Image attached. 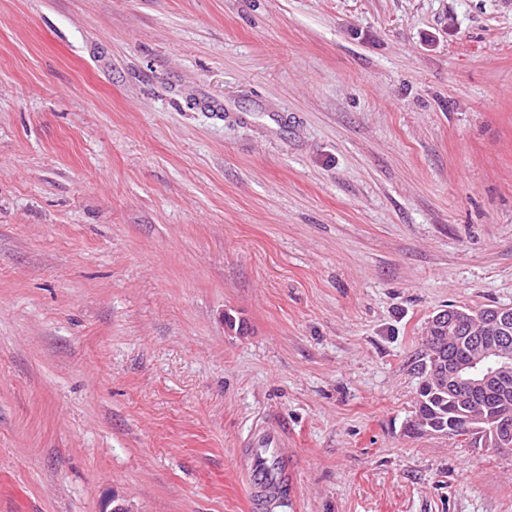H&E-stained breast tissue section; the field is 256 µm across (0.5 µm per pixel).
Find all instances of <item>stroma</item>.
I'll list each match as a JSON object with an SVG mask.
<instances>
[{"label": "stroma", "instance_id": "stroma-1", "mask_svg": "<svg viewBox=\"0 0 512 512\" xmlns=\"http://www.w3.org/2000/svg\"><path fill=\"white\" fill-rule=\"evenodd\" d=\"M512 307V0H0V512H512L413 435ZM259 447L242 448L241 468L254 509L267 499L279 498L291 489L294 463L286 448L280 447L279 432L268 430Z\"/></svg>", "mask_w": 512, "mask_h": 512}]
</instances>
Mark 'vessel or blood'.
Segmentation results:
<instances>
[{
  "mask_svg": "<svg viewBox=\"0 0 512 512\" xmlns=\"http://www.w3.org/2000/svg\"><path fill=\"white\" fill-rule=\"evenodd\" d=\"M240 461L253 507L290 490L294 463L287 449L281 448L278 431L269 430L258 446L242 449Z\"/></svg>",
  "mask_w": 512,
  "mask_h": 512,
  "instance_id": "1",
  "label": "vessel or blood"
}]
</instances>
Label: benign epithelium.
<instances>
[{
	"instance_id": "obj_1",
	"label": "benign epithelium",
	"mask_w": 512,
	"mask_h": 512,
	"mask_svg": "<svg viewBox=\"0 0 512 512\" xmlns=\"http://www.w3.org/2000/svg\"><path fill=\"white\" fill-rule=\"evenodd\" d=\"M512 307H489L472 311L451 307L434 315L430 326L441 334V340L466 331L476 348L477 356L460 362L442 349H437L432 373L436 384L448 387V393L466 401L482 390L499 391L503 400L512 390V346L509 345V326ZM491 426L482 429L471 426L468 433L481 430L478 439L484 448L512 447V416L503 413L490 419Z\"/></svg>"
}]
</instances>
